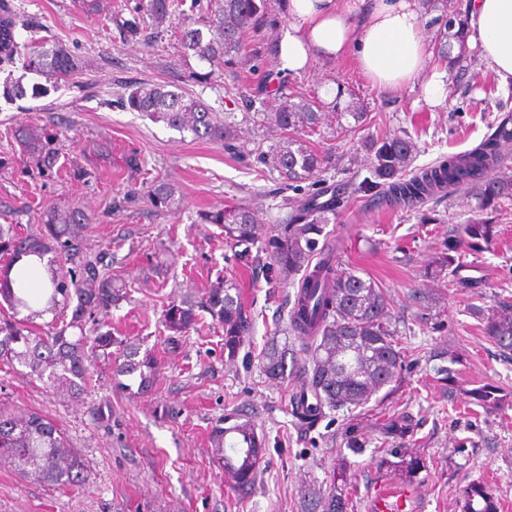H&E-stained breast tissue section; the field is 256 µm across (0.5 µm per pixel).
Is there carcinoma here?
<instances>
[{"mask_svg": "<svg viewBox=\"0 0 512 512\" xmlns=\"http://www.w3.org/2000/svg\"><path fill=\"white\" fill-rule=\"evenodd\" d=\"M217 8L209 24L212 35L204 39L198 29L182 34L183 49L213 63L229 67L237 64L245 48V37L258 33L265 24L264 0H216ZM174 0H148L147 11L155 24L166 22ZM459 14L448 16L434 41L436 55L453 68L464 58L466 45L459 43L456 58L448 57V38ZM17 15L0 6V63L10 62L18 54L15 40ZM23 68L48 78L66 77L78 65L62 49L52 52L34 43L26 47ZM124 105L142 112L154 121H162L178 130H187L196 138L222 141L229 131L214 122L212 113L201 101L187 92L170 90L165 85L141 86L131 91ZM339 133L348 134L363 125L368 113L348 110L333 113ZM354 124L344 125L342 120ZM268 119L284 134L283 141L268 158V165L288 182L312 180L315 187L306 202L288 216L287 223L265 246L268 268L283 277H299L298 291L288 311V329L303 341L308 364L297 366L301 389L292 399L293 414L307 426H315L325 410L356 409L367 404L382 388L397 381L404 357L390 327V313L383 290L371 279L343 267L336 256V247L324 233L328 215L347 205L339 193L327 195L320 187L318 175L331 157L312 149L301 138L300 131L315 130L322 123V113L313 104L295 102L287 97ZM492 133L474 149L453 155L419 171L407 172L416 145L409 136L371 139L363 144L367 154L369 177L357 191H378L381 202L390 208H419L437 194L451 188L479 185L486 202L499 198L505 189L504 180L495 176L503 158L499 147L512 142V117L504 116L491 127ZM21 144L43 158L42 172L51 171L56 148L55 137L48 133L18 132ZM328 196L324 202L323 196ZM151 203L168 207L173 201L172 189L164 184L149 190ZM208 224L224 229L226 243L236 249L235 260L251 263L250 246L259 241V220L248 206H226L201 215ZM87 227L83 212L76 209L52 208L44 214L43 223L35 232L19 234L13 225H0V360L30 369V373L46 381L54 390L72 401H80L89 379L88 351L112 354L120 348L119 375L139 374L140 387L146 388L156 371L151 354L139 356V350L112 336L104 325L97 326L90 336L72 338L70 328L83 329L98 310L112 306L119 296L112 277L100 273L96 263L79 259V241ZM497 236L495 224H463L458 236L448 240L442 266L456 273V254L461 249L480 252ZM48 257L51 287L47 289L44 310L32 308L28 299L15 294L9 270L23 255ZM78 263V268L65 263ZM235 285L219 281L207 291L206 308L224 326V351L236 356L242 338L252 324L249 312L238 296L231 294ZM60 311L62 325L42 336L31 328L33 320L43 312ZM25 317H19L21 312ZM167 329L183 333L195 324L190 306L173 304L165 314ZM483 332L500 349L512 351V301L503 298L484 317ZM262 369L272 380L288 378L286 351L271 343L261 357ZM491 386L472 390V397L481 406L491 407L501 401ZM416 422L408 414L388 421L382 429L381 444L400 459L411 472L426 467L420 457L406 458L403 448L414 436ZM211 442L217 455L224 459V470L235 488L248 491L255 483L260 461L266 448L250 421L213 428ZM344 447L358 454L365 447L354 425L344 431ZM7 460L20 474L39 482L62 487H76L83 481L84 461L68 448L63 434L46 417L36 412H18L0 407V461ZM305 512H348L349 499L344 489L335 484L329 492L315 489L304 496Z\"/></svg>", "mask_w": 512, "mask_h": 512, "instance_id": "obj_1", "label": "carcinoma"}]
</instances>
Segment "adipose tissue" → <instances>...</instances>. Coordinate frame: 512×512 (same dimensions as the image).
Masks as SVG:
<instances>
[{"mask_svg":"<svg viewBox=\"0 0 512 512\" xmlns=\"http://www.w3.org/2000/svg\"><path fill=\"white\" fill-rule=\"evenodd\" d=\"M288 27L279 42V69L300 72L316 59L350 55L374 86L396 90L421 81L426 103L444 98L441 75H427L422 0H281ZM468 48L512 84V0H471L462 15ZM30 301L50 285L46 260L25 256L10 273Z\"/></svg>","mask_w":512,"mask_h":512,"instance_id":"obj_1","label":"adipose tissue"}]
</instances>
